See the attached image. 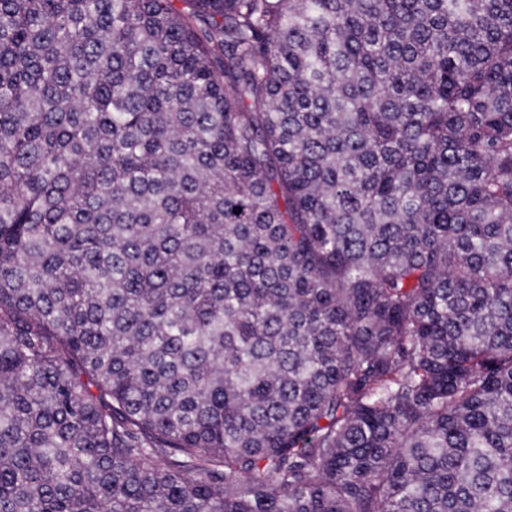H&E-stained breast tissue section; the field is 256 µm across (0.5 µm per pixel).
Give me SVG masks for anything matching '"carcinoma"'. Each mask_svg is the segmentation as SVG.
<instances>
[{"instance_id": "obj_1", "label": "carcinoma", "mask_w": 512, "mask_h": 512, "mask_svg": "<svg viewBox=\"0 0 512 512\" xmlns=\"http://www.w3.org/2000/svg\"><path fill=\"white\" fill-rule=\"evenodd\" d=\"M0 512H512V0H0Z\"/></svg>"}]
</instances>
